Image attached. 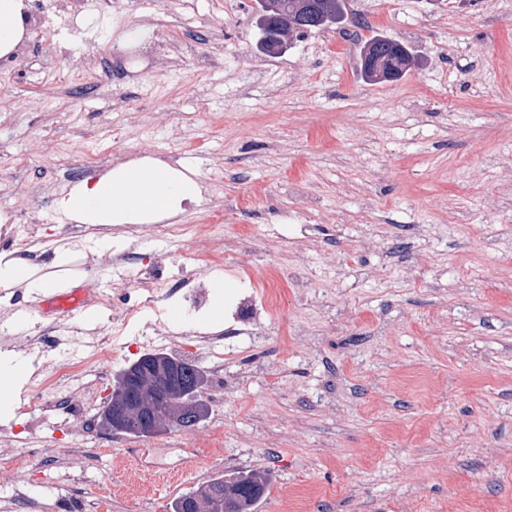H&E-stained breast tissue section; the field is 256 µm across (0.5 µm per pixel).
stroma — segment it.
I'll list each match as a JSON object with an SVG mask.
<instances>
[{"instance_id": "1", "label": "stroma", "mask_w": 512, "mask_h": 512, "mask_svg": "<svg viewBox=\"0 0 512 512\" xmlns=\"http://www.w3.org/2000/svg\"><path fill=\"white\" fill-rule=\"evenodd\" d=\"M0 60V208L41 187L22 223L47 260L0 288V336L76 334L57 350L16 348L34 378L90 355L128 292L95 320L48 315L19 329L33 282L61 275L112 290L158 256L171 282L193 268L219 286L183 323L173 294L125 322L97 383L89 425L45 413L27 431V387L8 393L29 482L79 476L71 512H158L200 478L271 472L255 512H512V0H347L341 24L259 48L255 0H95L71 26L57 0ZM383 34L414 62L394 82L361 74L359 49ZM161 55L111 68L132 42ZM90 54L82 72L56 47ZM192 170L200 200L179 223L192 243L99 227L70 240L59 201L101 162L142 158ZM224 227L214 237L210 227ZM165 352L206 376L204 422L138 440L99 423L116 375ZM198 475L174 471L183 449Z\"/></svg>"}]
</instances>
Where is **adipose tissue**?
<instances>
[{
  "label": "adipose tissue",
  "mask_w": 512,
  "mask_h": 512,
  "mask_svg": "<svg viewBox=\"0 0 512 512\" xmlns=\"http://www.w3.org/2000/svg\"><path fill=\"white\" fill-rule=\"evenodd\" d=\"M24 17V0H0L1 57L13 53L20 43ZM199 198L193 174L143 158L75 185L59 206L83 224H142L179 215L185 204Z\"/></svg>",
  "instance_id": "adipose-tissue-1"
}]
</instances>
